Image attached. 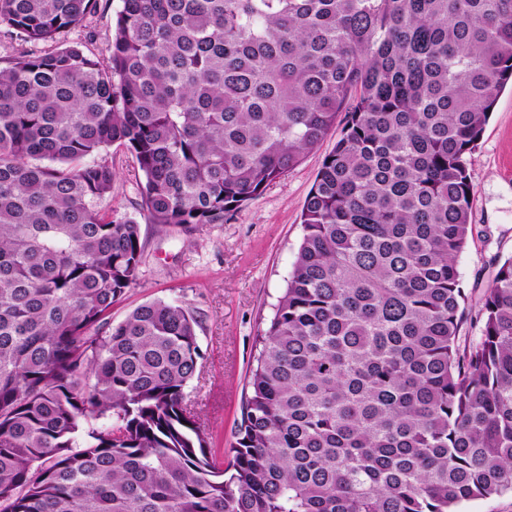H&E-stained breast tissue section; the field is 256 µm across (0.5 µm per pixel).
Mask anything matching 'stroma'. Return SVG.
<instances>
[{
    "instance_id": "stroma-1",
    "label": "stroma",
    "mask_w": 512,
    "mask_h": 512,
    "mask_svg": "<svg viewBox=\"0 0 512 512\" xmlns=\"http://www.w3.org/2000/svg\"><path fill=\"white\" fill-rule=\"evenodd\" d=\"M121 0H98L96 10L65 39L86 46L100 61L111 54ZM331 131L317 149L221 224L146 223L138 207L137 162L115 146L103 153L116 181L97 209L139 221L144 238L141 274L112 307L120 323L137 305L176 301L199 321L203 357L187 387L190 405L212 446L228 455L241 421L257 338L266 329L302 238L300 215L323 158L334 148ZM473 187V236L458 258L465 306L476 312L497 265L512 256V87L503 89L475 150L467 157Z\"/></svg>"
}]
</instances>
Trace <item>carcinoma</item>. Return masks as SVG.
Returning <instances> with one entry per match:
<instances>
[{"mask_svg": "<svg viewBox=\"0 0 512 512\" xmlns=\"http://www.w3.org/2000/svg\"><path fill=\"white\" fill-rule=\"evenodd\" d=\"M0 0V512H456L512 491V258L475 322L466 156L512 83V0ZM345 115L305 200L222 468L188 408L199 322L100 213L117 145L148 223L222 224ZM106 420L87 429L89 420ZM121 8V0H99L96 10L81 26L70 30L65 40L86 46L100 61L107 62L111 54L113 23ZM48 45L42 43H31L17 40L7 31V28L0 29V64L7 65L12 59L22 55L38 53L47 50Z\"/></svg>", "mask_w": 512, "mask_h": 512, "instance_id": "obj_1", "label": "carcinoma"}]
</instances>
